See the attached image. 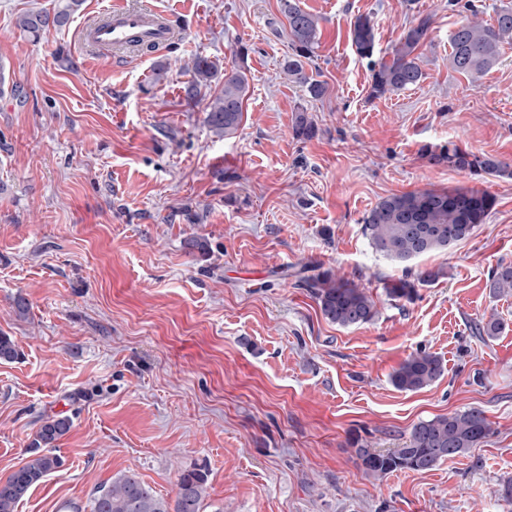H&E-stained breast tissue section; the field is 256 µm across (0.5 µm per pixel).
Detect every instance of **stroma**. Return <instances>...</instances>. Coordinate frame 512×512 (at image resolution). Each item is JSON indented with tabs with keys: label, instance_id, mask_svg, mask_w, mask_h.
<instances>
[{
	"label": "stroma",
	"instance_id": "1",
	"mask_svg": "<svg viewBox=\"0 0 512 512\" xmlns=\"http://www.w3.org/2000/svg\"><path fill=\"white\" fill-rule=\"evenodd\" d=\"M109 2L84 0L35 39L18 16L55 0H0V333L20 351L0 363V478L46 418L71 420L62 468L17 512H89L125 470L170 499L190 467L208 474L206 512H512L499 495L512 479V296L486 286L512 263V178L419 155L453 142L512 163V44L474 85L448 67L463 18L448 0H299L321 19L306 70L328 90L315 100L282 71L279 0H125L166 11L175 32L166 49L115 60L79 39ZM426 13L423 82L370 98L351 22L371 19L381 59ZM242 46L243 120L219 139L204 119L222 85L187 101L185 65L200 54L228 70ZM301 109L318 128L309 140L293 134ZM454 188L488 192L492 212L410 263L443 277L391 300L402 268L372 250L362 215L392 194ZM194 236L208 254L185 249ZM305 263L364 286L375 319L326 321L291 275ZM490 315L502 331L473 335ZM420 349L443 377L398 391L392 372ZM470 407L494 433L468 454L380 481L359 467L358 448L404 447L419 421Z\"/></svg>",
	"mask_w": 512,
	"mask_h": 512
}]
</instances>
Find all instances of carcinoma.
I'll return each mask as SVG.
<instances>
[{"label":"carcinoma","instance_id":"obj_1","mask_svg":"<svg viewBox=\"0 0 512 512\" xmlns=\"http://www.w3.org/2000/svg\"><path fill=\"white\" fill-rule=\"evenodd\" d=\"M80 2L59 0L51 11H29L20 16L18 25L38 37L51 27L66 26ZM449 2L471 13V18L457 24L449 34L448 67L475 83L498 64L503 45L512 42V8L498 11L494 22L484 24L477 20L479 9L474 0ZM280 9L288 21L291 49L283 72L291 81L306 88L310 97L321 98L326 93L325 83L306 73L307 61L319 45L320 20L302 10L297 0H280ZM432 25V15L419 16L417 23L404 28L392 46L390 60L372 63L370 97L378 98L420 84L424 72L417 51L426 42ZM349 39L358 56L373 58L376 33L369 17H355L350 24ZM191 70L193 78L186 89L190 100L196 97L199 85L216 77L212 62L203 56L193 59ZM247 90V77L242 67L224 72L221 93L206 107V122L214 136L226 138L236 133L242 122ZM293 134L299 140H309L316 135L313 121L303 110L295 116ZM420 157L430 165L467 171L481 178L487 175L512 177L511 163L463 149L452 142L425 144L420 149ZM494 204L490 194L474 188L394 194L363 214L362 231L376 253L397 264H405L433 252L446 251L468 239L485 223ZM442 275L441 269H425L414 275L406 267L402 277L387 285L385 291L394 300L411 302L417 297V286L433 283ZM297 276L299 285L309 289L329 322L351 327L370 323L376 317L375 302L360 285L312 264L301 266ZM487 288L494 296L511 295L512 264H498L489 275ZM501 329V322L493 316L474 327L475 335L488 337L497 335ZM19 356L15 341L1 333L0 362H12ZM443 374V362L438 356L418 350L394 370L390 381L400 391L418 392L438 381ZM70 427L71 420L66 416L53 417L40 426L28 448L27 461L6 478H0V512H16L18 504L34 487L58 471L62 459L50 448ZM492 433L485 412L472 407L418 422L403 448L386 453L358 448L356 455L367 476L383 479L394 471L430 470L450 457L478 447ZM206 497L207 474L201 469L179 471L175 496L170 501L157 496L138 474L128 470L98 488L91 499L90 512H204Z\"/></svg>","mask_w":512,"mask_h":512}]
</instances>
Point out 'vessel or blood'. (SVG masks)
I'll list each match as a JSON object with an SVG mask.
<instances>
[{
	"label": "vessel or blood",
	"mask_w": 512,
	"mask_h": 512,
	"mask_svg": "<svg viewBox=\"0 0 512 512\" xmlns=\"http://www.w3.org/2000/svg\"><path fill=\"white\" fill-rule=\"evenodd\" d=\"M82 35L91 49L123 53L141 44L163 47L173 38L162 12L121 4L108 9L104 19L83 29Z\"/></svg>",
	"instance_id": "vessel-or-blood-1"
}]
</instances>
